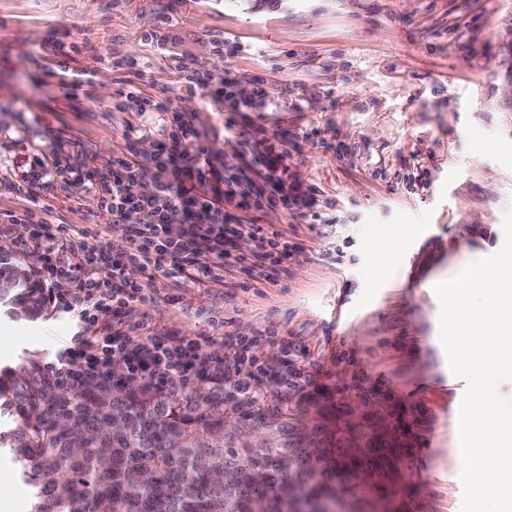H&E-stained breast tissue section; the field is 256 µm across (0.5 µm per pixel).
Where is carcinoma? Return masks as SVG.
I'll return each instance as SVG.
<instances>
[{
  "label": "carcinoma",
  "mask_w": 512,
  "mask_h": 512,
  "mask_svg": "<svg viewBox=\"0 0 512 512\" xmlns=\"http://www.w3.org/2000/svg\"><path fill=\"white\" fill-rule=\"evenodd\" d=\"M17 256L0 254V307L20 319H38L49 296L34 271ZM86 390L53 392L30 372L0 376V407L16 418L0 433L24 479L35 487L31 512H282L275 484L255 486L249 471L273 456H297L306 448H329L363 431L365 421L334 406H318L320 431L303 434L300 419L310 414L313 396L293 407L257 409L268 440L243 450L226 440L224 388H195L178 397L141 380L125 392L109 382ZM235 465V481L213 487L211 478ZM392 455L378 479L398 482Z\"/></svg>",
  "instance_id": "cac0c4a2"
}]
</instances>
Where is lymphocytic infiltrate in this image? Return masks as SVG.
Masks as SVG:
<instances>
[{
	"mask_svg": "<svg viewBox=\"0 0 512 512\" xmlns=\"http://www.w3.org/2000/svg\"><path fill=\"white\" fill-rule=\"evenodd\" d=\"M183 72L187 98L208 97L221 103L225 111H238L231 79L196 67H184ZM154 162L159 175L150 192L139 189L140 164L133 155L114 157L110 178L100 184L98 206L111 213L114 221H121L131 210L142 215L139 223L129 226L122 245L111 244L103 224H82L73 230L69 225L52 223L49 208L41 205L19 215L0 214V224L7 227L40 226V236H18L20 252L47 242L64 255L61 265L48 269L45 283L53 285L59 275L68 280L69 290L58 292L55 300L75 312L83 333L72 337L69 346L56 354L46 375L54 384L76 389L95 379H111L112 365L119 359L131 375L163 388L188 381L216 386L224 380L221 366L210 371L197 368V355L174 353L158 337L144 338L121 330L106 332L102 322L105 315L120 316L129 304L155 302L150 272L175 278L181 287L202 276L222 281L225 244L239 231L237 217L227 205L236 196L245 195V178L239 172L218 176L191 121L179 123L169 145L160 148ZM283 166V155L275 152L252 157L246 163L247 170L269 184L271 199L311 220H320L315 191L286 184L279 173ZM88 236L101 241L96 255L82 252L81 242ZM100 263L112 266L110 284L93 276Z\"/></svg>",
	"mask_w": 512,
	"mask_h": 512,
	"instance_id": "obj_1",
	"label": "lymphocytic infiltrate"
}]
</instances>
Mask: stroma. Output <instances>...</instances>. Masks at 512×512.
<instances>
[{"mask_svg":"<svg viewBox=\"0 0 512 512\" xmlns=\"http://www.w3.org/2000/svg\"><path fill=\"white\" fill-rule=\"evenodd\" d=\"M166 11L175 28L163 55L143 35ZM216 35L237 52L218 51ZM116 61L128 63L125 74L113 72ZM182 62L233 78L238 98L263 89V107L183 99ZM127 79L170 111H116ZM183 119L228 171L271 146L284 153L286 179L315 187L332 221L230 204L291 244L276 282L254 287L236 268L256 249L236 238L223 281L177 288L155 275L156 301L131 305L124 324L175 352L194 340L199 356L217 353L224 401L241 411L252 409L236 394L245 377L268 407L284 404L298 374L310 393L326 386L350 404L362 394L389 402L408 441L397 487H356L349 512L377 500L393 512H460L465 383L439 340L434 285L504 242L512 0H0V212H22L35 197L55 223L89 215L123 243L129 223L98 210V184L129 147L154 185L156 149ZM53 150L84 183L9 190ZM383 255L392 268L377 280ZM77 330L54 308L33 321L0 310V372L42 373ZM33 493L0 447V499L29 512Z\"/></svg>","mask_w":512,"mask_h":512,"instance_id":"1","label":"stroma"}]
</instances>
